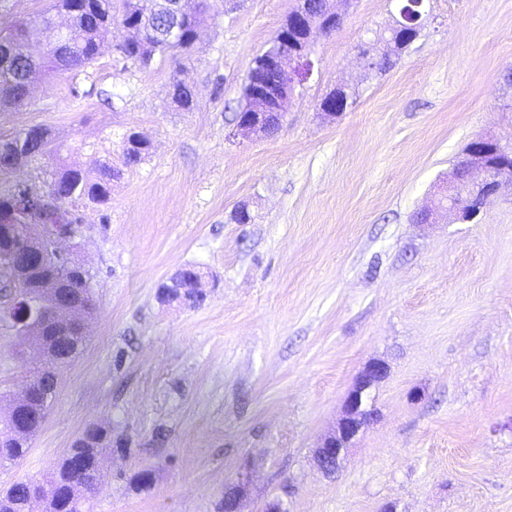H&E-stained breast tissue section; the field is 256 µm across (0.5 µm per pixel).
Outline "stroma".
<instances>
[{
    "mask_svg": "<svg viewBox=\"0 0 512 512\" xmlns=\"http://www.w3.org/2000/svg\"><path fill=\"white\" fill-rule=\"evenodd\" d=\"M294 4L209 0L196 47L148 70L121 58L113 28L92 65L0 112V137L44 127L91 174L122 166L129 132L151 145L107 205L75 207L88 340L26 457L0 467L1 488L43 480L103 422L128 446L103 451L85 512H224L244 474L245 512L272 498L288 512H512V190L468 223L416 219L471 141L512 144V0H423L420 37L384 71L359 51L383 52L404 0H354L312 46L280 129L236 135L253 60ZM175 79L191 110L172 100ZM341 85L354 103L319 114ZM57 157L0 184L44 191ZM242 205L250 223L232 219ZM187 265L203 302L161 301ZM376 358L389 372L375 417L324 475L313 450ZM28 382L0 330V393Z\"/></svg>",
    "mask_w": 512,
    "mask_h": 512,
    "instance_id": "obj_1",
    "label": "stroma"
}]
</instances>
